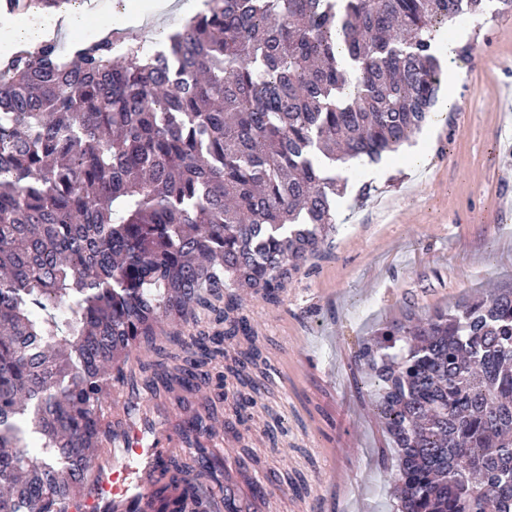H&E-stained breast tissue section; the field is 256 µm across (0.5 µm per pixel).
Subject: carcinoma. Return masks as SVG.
<instances>
[{"mask_svg": "<svg viewBox=\"0 0 512 512\" xmlns=\"http://www.w3.org/2000/svg\"><path fill=\"white\" fill-rule=\"evenodd\" d=\"M69 0H15V11ZM485 0H205L162 49L45 40L0 56V512H66L112 437L119 351H154L151 393L267 378L242 293L279 291L336 235V171L379 163L429 117L435 37ZM346 45L356 70L336 54ZM224 329L188 338L198 310ZM356 360L398 450L399 512H512V287L408 309ZM40 435L32 451L21 422ZM174 460L155 512H185L224 457Z\"/></svg>", "mask_w": 512, "mask_h": 512, "instance_id": "obj_1", "label": "carcinoma"}]
</instances>
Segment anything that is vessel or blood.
Wrapping results in <instances>:
<instances>
[{"instance_id":"1","label":"vessel or blood","mask_w":512,"mask_h":512,"mask_svg":"<svg viewBox=\"0 0 512 512\" xmlns=\"http://www.w3.org/2000/svg\"><path fill=\"white\" fill-rule=\"evenodd\" d=\"M139 387L124 386L115 405L104 410L112 423V449L97 460L91 481L70 500L68 512H129L148 505L161 484L163 471L177 449L187 442L178 428L153 424L150 415L136 411ZM204 497L213 512H232L234 489L210 486Z\"/></svg>"}]
</instances>
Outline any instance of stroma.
I'll return each instance as SVG.
<instances>
[{
	"instance_id": "stroma-1",
	"label": "stroma",
	"mask_w": 512,
	"mask_h": 512,
	"mask_svg": "<svg viewBox=\"0 0 512 512\" xmlns=\"http://www.w3.org/2000/svg\"><path fill=\"white\" fill-rule=\"evenodd\" d=\"M152 2L95 0L92 17L102 32L142 24L162 44L203 7L170 0L154 14ZM498 7L489 0L471 27L439 33L470 52L441 60L454 82L412 139L425 148L423 162L407 167L393 154L347 173L330 249L277 301L243 297L267 362L266 389L244 423L225 412L233 427L224 440L257 458L244 483L290 476L268 496L246 499L247 512H396L383 489V462L394 452L356 352L407 308L450 310L512 285V109L498 97L512 88V13ZM365 182L377 190L359 205ZM339 469L350 483L333 482Z\"/></svg>"
}]
</instances>
